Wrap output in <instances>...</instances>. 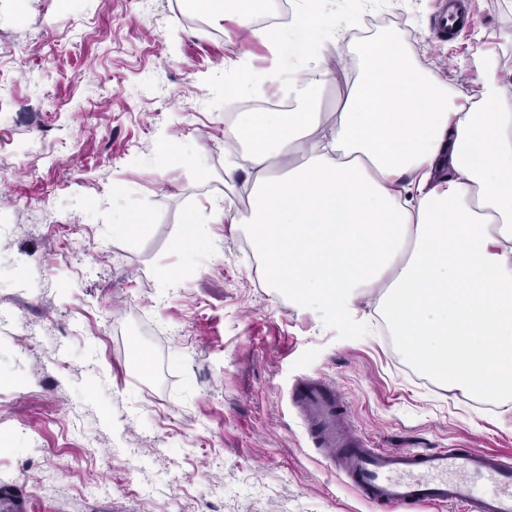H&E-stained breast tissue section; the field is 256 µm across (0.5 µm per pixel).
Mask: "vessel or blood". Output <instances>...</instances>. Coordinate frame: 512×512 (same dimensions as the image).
Returning a JSON list of instances; mask_svg holds the SVG:
<instances>
[{
  "mask_svg": "<svg viewBox=\"0 0 512 512\" xmlns=\"http://www.w3.org/2000/svg\"><path fill=\"white\" fill-rule=\"evenodd\" d=\"M290 399L316 448L328 452L358 496L382 512H412L435 502L462 512H512V463L503 457L471 448L368 447L351 427L341 396L318 378L297 381Z\"/></svg>",
  "mask_w": 512,
  "mask_h": 512,
  "instance_id": "obj_1",
  "label": "vessel or blood"
}]
</instances>
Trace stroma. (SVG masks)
I'll use <instances>...</instances> for the list:
<instances>
[{
	"label": "stroma",
	"instance_id": "35a3bbf8",
	"mask_svg": "<svg viewBox=\"0 0 512 512\" xmlns=\"http://www.w3.org/2000/svg\"><path fill=\"white\" fill-rule=\"evenodd\" d=\"M447 6L331 0L359 19L350 78L391 34L472 100L512 95V0H462L475 21L450 39ZM242 65L262 80L266 47L189 0H0V490L26 512H376L309 439L300 378L329 382L371 447L512 456V413L415 367L376 297L344 315L269 286L252 183L224 180L225 130L253 99L224 96ZM165 138L193 164L160 162ZM218 201L234 223L187 258L184 215ZM122 213L147 232L113 238Z\"/></svg>",
	"mask_w": 512,
	"mask_h": 512
}]
</instances>
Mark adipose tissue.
Wrapping results in <instances>:
<instances>
[{"mask_svg": "<svg viewBox=\"0 0 512 512\" xmlns=\"http://www.w3.org/2000/svg\"><path fill=\"white\" fill-rule=\"evenodd\" d=\"M306 0L278 29L235 16L265 43L269 80L287 79L290 112H247L225 132L247 146L245 231L270 286L342 313L382 291L387 323L421 367L512 406V99L475 107L404 43L364 45L329 124L307 111L329 56L357 20ZM300 50L312 78L284 77Z\"/></svg>", "mask_w": 512, "mask_h": 512, "instance_id": "obj_1", "label": "adipose tissue"}]
</instances>
